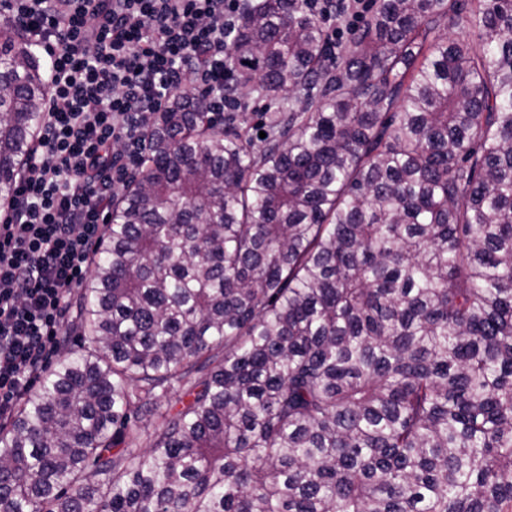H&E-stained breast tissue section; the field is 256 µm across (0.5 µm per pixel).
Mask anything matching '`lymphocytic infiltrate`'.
<instances>
[{
    "label": "lymphocytic infiltrate",
    "mask_w": 512,
    "mask_h": 512,
    "mask_svg": "<svg viewBox=\"0 0 512 512\" xmlns=\"http://www.w3.org/2000/svg\"><path fill=\"white\" fill-rule=\"evenodd\" d=\"M252 0H0L43 54L49 93L0 216V422L59 350L70 297L99 247L115 186L176 93L210 118L240 109L225 40Z\"/></svg>",
    "instance_id": "f902f5d3"
}]
</instances>
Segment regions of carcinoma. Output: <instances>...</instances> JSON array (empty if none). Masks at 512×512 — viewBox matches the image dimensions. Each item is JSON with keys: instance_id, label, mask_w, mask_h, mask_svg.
<instances>
[{"instance_id": "obj_1", "label": "carcinoma", "mask_w": 512, "mask_h": 512, "mask_svg": "<svg viewBox=\"0 0 512 512\" xmlns=\"http://www.w3.org/2000/svg\"><path fill=\"white\" fill-rule=\"evenodd\" d=\"M471 2L371 0L334 62L307 0L244 15L237 91L288 111L150 121L3 512H512V0ZM47 93L1 24V200Z\"/></svg>"}]
</instances>
